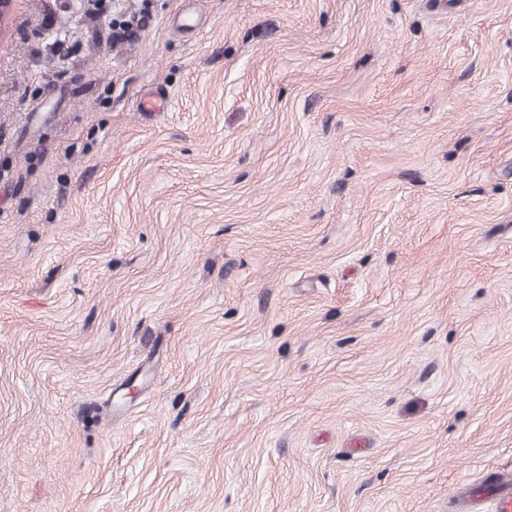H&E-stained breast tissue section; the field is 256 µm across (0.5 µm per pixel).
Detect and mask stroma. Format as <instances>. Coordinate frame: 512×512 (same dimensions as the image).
I'll use <instances>...</instances> for the list:
<instances>
[{
    "label": "stroma",
    "instance_id": "stroma-1",
    "mask_svg": "<svg viewBox=\"0 0 512 512\" xmlns=\"http://www.w3.org/2000/svg\"><path fill=\"white\" fill-rule=\"evenodd\" d=\"M490 471L512 0H14L0 512H457Z\"/></svg>",
    "mask_w": 512,
    "mask_h": 512
}]
</instances>
